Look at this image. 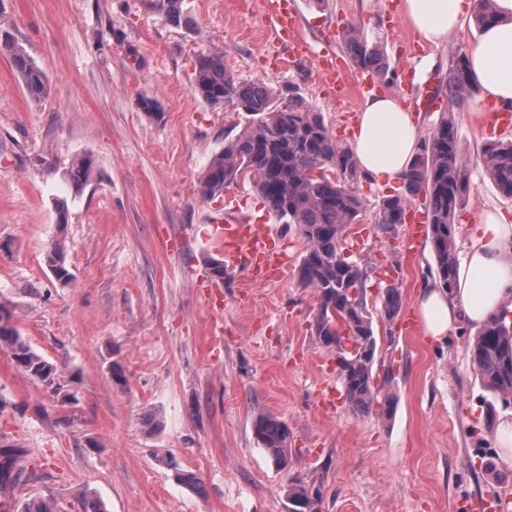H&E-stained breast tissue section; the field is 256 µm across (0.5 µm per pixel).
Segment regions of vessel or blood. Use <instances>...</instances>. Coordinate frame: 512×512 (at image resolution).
I'll return each instance as SVG.
<instances>
[{
	"mask_svg": "<svg viewBox=\"0 0 512 512\" xmlns=\"http://www.w3.org/2000/svg\"><path fill=\"white\" fill-rule=\"evenodd\" d=\"M273 17L279 27V39L286 42L293 52H301L302 47L295 37V15L289 0H269ZM322 75V87L329 99H336L341 87L336 81V59L320 56L317 64ZM213 240L232 257H243L248 272L260 277L274 275L283 264V253L270 235L266 225L219 224L215 227Z\"/></svg>",
	"mask_w": 512,
	"mask_h": 512,
	"instance_id": "1",
	"label": "vessel or blood"
}]
</instances>
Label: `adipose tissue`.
I'll return each mask as SVG.
<instances>
[{"instance_id":"1","label":"adipose tissue","mask_w":512,"mask_h":512,"mask_svg":"<svg viewBox=\"0 0 512 512\" xmlns=\"http://www.w3.org/2000/svg\"><path fill=\"white\" fill-rule=\"evenodd\" d=\"M499 22L485 27L469 54L476 83L503 107L512 106V0H496ZM464 0H402L401 11L420 38L438 44L458 28ZM420 139V130L404 101L377 94L364 102L350 147L360 168L376 181H400ZM416 307L424 331L440 341L458 324L483 325L512 315V225L485 212L454 293L422 286Z\"/></svg>"}]
</instances>
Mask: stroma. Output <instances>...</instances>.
<instances>
[{"mask_svg": "<svg viewBox=\"0 0 512 512\" xmlns=\"http://www.w3.org/2000/svg\"><path fill=\"white\" fill-rule=\"evenodd\" d=\"M296 9L301 57L274 38L266 0H181L177 23L164 0H0V28L49 86L33 99L0 55V297L78 398L62 402L0 349V438L26 449V468L40 475L11 491V502L42 496L58 512H82L88 497L107 512H288L295 478L322 486V512H459L491 492L512 497V465L494 439L512 406L493 398L474 370L475 328L460 325L439 343L423 328H404L418 316L433 259L428 242L407 247L404 227L385 233L376 225L382 198L402 183L362 176L364 216L348 230L352 258L367 263L377 362L390 372L386 420L349 410L335 359L311 334L318 298L296 283L305 248L297 226L250 187L200 192L210 160L252 118L194 94L199 54L223 52L240 80L296 93L345 145L363 101L325 98L315 60L335 55L339 78L352 83L344 33L358 26L381 38L396 71L380 92L403 99L422 133L442 113L455 115L471 183L455 220L458 253L485 211L512 224V198L478 153L494 125L488 97L477 92L458 110L432 97L451 53L478 41L472 13L431 46L400 0H296ZM143 97L157 101L158 116L141 110ZM82 156L93 177L77 192L63 175ZM59 199L68 207L63 226ZM242 216L268 225L286 247L292 269L284 278L253 277L212 244L214 221ZM59 236L73 275L66 285L45 263ZM215 260L224 264L220 281L208 273ZM393 280L403 305L389 320L379 289ZM327 389L331 412L320 401ZM261 415L290 429L287 468L254 437Z\"/></svg>", "mask_w": 512, "mask_h": 512, "instance_id": "obj_1", "label": "stroma"}]
</instances>
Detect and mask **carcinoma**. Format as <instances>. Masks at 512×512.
<instances>
[{
	"label": "carcinoma",
	"mask_w": 512,
	"mask_h": 512,
	"mask_svg": "<svg viewBox=\"0 0 512 512\" xmlns=\"http://www.w3.org/2000/svg\"><path fill=\"white\" fill-rule=\"evenodd\" d=\"M478 27L499 19L495 0H475ZM345 45L351 63L358 70L386 77L380 40L370 38L359 27L346 30ZM0 52L11 58L30 96L46 94L44 72L25 51L7 39L0 40ZM194 92L210 105H232L254 116L250 126L224 144L207 166L201 193L206 198L221 194L249 180L261 202L285 224L298 226L305 251L297 271L298 286L318 297L313 316L315 341L338 355L346 336L354 337L360 349L345 356L339 378L349 407L355 413H373L381 419L391 416L392 396L379 398L373 373L377 339L366 307L367 268L364 261L345 257L350 245L347 230L359 221L362 201L354 185L361 172L350 148L330 134L323 116L296 100L280 101L279 95L262 82H244L224 63V54H201L194 68ZM478 92L467 65V52L454 53L448 78L436 86L433 98L445 97L457 108L465 107ZM481 158L498 190L512 197V141H491L482 146ZM92 162L84 157L72 162L65 180L79 191L89 181ZM470 191L468 159L462 152L455 117L442 113L412 158L403 178V192L385 196L380 203L379 228L394 231L405 223L410 203L424 196L434 266L432 278L448 292L457 286L459 257L455 245V219ZM46 261L54 277L72 280L66 266V245L53 241ZM382 310L393 320L402 306V292L393 282L381 289ZM11 350L16 367L54 392L62 389L58 368L37 353L12 323L10 308L0 301V347ZM473 365L484 388L496 398L512 397V325L501 318L484 324L469 343ZM255 438L271 460L288 466L290 432L276 417L260 415L253 424ZM25 449L0 443V512H55L43 497H29L11 507L7 492L26 485L38 475L18 465ZM288 512H320L321 488L293 482L288 486Z\"/></svg>",
	"instance_id": "cac0c4a2"
}]
</instances>
